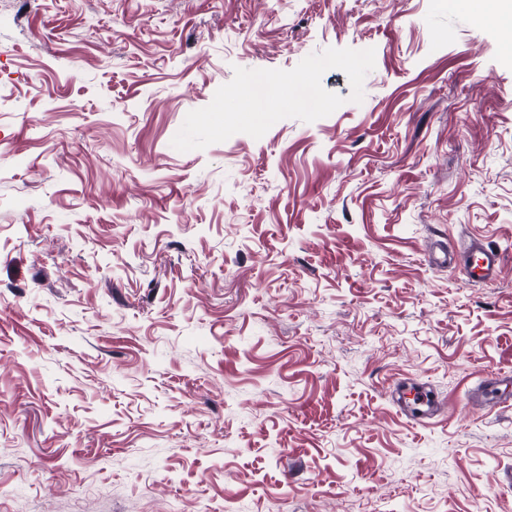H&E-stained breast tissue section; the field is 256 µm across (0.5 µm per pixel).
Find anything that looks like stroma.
<instances>
[{"instance_id":"35a3bbf8","label":"stroma","mask_w":512,"mask_h":512,"mask_svg":"<svg viewBox=\"0 0 512 512\" xmlns=\"http://www.w3.org/2000/svg\"><path fill=\"white\" fill-rule=\"evenodd\" d=\"M362 102L202 150L235 67ZM481 239L496 283L427 251ZM512 58L456 0H0V512H512ZM446 408L420 427L391 384ZM512 377L500 374H486L483 379L485 395L502 406L511 407L512 404Z\"/></svg>"}]
</instances>
